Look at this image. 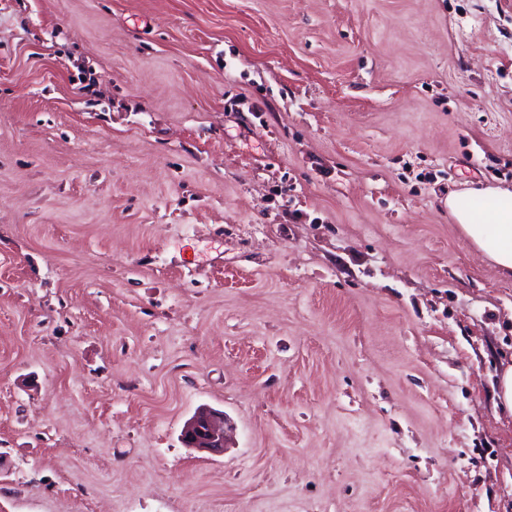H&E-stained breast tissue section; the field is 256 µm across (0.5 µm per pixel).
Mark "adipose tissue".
I'll return each instance as SVG.
<instances>
[{
  "mask_svg": "<svg viewBox=\"0 0 512 512\" xmlns=\"http://www.w3.org/2000/svg\"><path fill=\"white\" fill-rule=\"evenodd\" d=\"M448 213L463 237L504 275L512 277V187L449 193Z\"/></svg>",
  "mask_w": 512,
  "mask_h": 512,
  "instance_id": "adipose-tissue-1",
  "label": "adipose tissue"
}]
</instances>
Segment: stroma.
<instances>
[{
    "label": "stroma",
    "mask_w": 512,
    "mask_h": 512,
    "mask_svg": "<svg viewBox=\"0 0 512 512\" xmlns=\"http://www.w3.org/2000/svg\"><path fill=\"white\" fill-rule=\"evenodd\" d=\"M511 183L512 0H0V512H512ZM448 213L463 237L512 277V186L448 193ZM497 387L493 393V404L501 416L512 420V357L501 361ZM182 439L190 448L213 451L224 448V415L199 408L184 424Z\"/></svg>",
    "instance_id": "stroma-1"
}]
</instances>
